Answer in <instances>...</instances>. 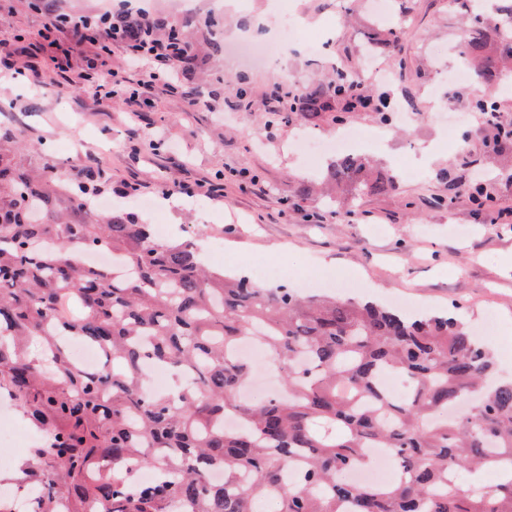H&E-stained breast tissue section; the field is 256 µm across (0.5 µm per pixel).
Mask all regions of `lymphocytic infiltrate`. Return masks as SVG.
Returning <instances> with one entry per match:
<instances>
[{"label": "lymphocytic infiltrate", "instance_id": "obj_1", "mask_svg": "<svg viewBox=\"0 0 512 512\" xmlns=\"http://www.w3.org/2000/svg\"><path fill=\"white\" fill-rule=\"evenodd\" d=\"M139 19L142 35L130 37L127 23ZM70 27L82 32L99 51L108 52L110 47H120L125 56L126 74H86L95 95L104 102H123L131 112L128 133L138 138L143 134V112L150 106V93L155 85L168 90L182 89L183 83L178 68L179 62L188 57L189 47L179 41L158 38L149 16L142 10L124 8L99 16H84L78 19L54 13L48 18L41 32L42 39H50L61 27Z\"/></svg>", "mask_w": 512, "mask_h": 512}]
</instances>
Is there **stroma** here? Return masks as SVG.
I'll return each instance as SVG.
<instances>
[{"label": "stroma", "mask_w": 512, "mask_h": 512, "mask_svg": "<svg viewBox=\"0 0 512 512\" xmlns=\"http://www.w3.org/2000/svg\"><path fill=\"white\" fill-rule=\"evenodd\" d=\"M178 12L176 0H146L152 18L186 25L198 50L183 74L185 88L199 92L206 106L191 109L186 98L156 88L152 126L138 143L127 137L121 102L100 101L85 79L95 49L66 31L41 41L44 11L31 0H0V66L16 36L40 42L36 73L0 84V133L27 149L32 166L78 179L87 154H96L107 180L105 196L120 198L135 188L137 199L157 197L173 181L191 190L178 218L175 237L193 235L224 242V268L263 258L288 270L342 273L363 281L369 295H395L426 310H446L470 326L495 315L500 331L489 340L494 374L512 380V223L475 212L464 195L450 196L449 182L474 178L491 186L500 206H512V166L491 162L471 104L488 95L478 80H449L455 66L451 47L465 32V17L448 0H411L400 43L379 56L392 77H359L369 91L395 101L410 100L412 122L380 123L370 112H348V127H378L384 141L369 155L395 179L394 190L364 194L345 185L335 202L295 195L301 178H320L325 163L306 165L291 145L303 126L271 124L267 111L276 70H251L249 94L257 111L240 108L236 71L220 46L243 18L217 8L214 0H193ZM371 0H296L308 15L310 32L333 30L326 58L306 48L290 49L289 67L301 81L325 77L329 64L352 70L370 34L380 23ZM442 97L461 117L456 143L445 140L441 124L424 114L428 94ZM450 179H441V171ZM221 196L211 199L212 184ZM448 198L447 207L429 202Z\"/></svg>", "instance_id": "1"}]
</instances>
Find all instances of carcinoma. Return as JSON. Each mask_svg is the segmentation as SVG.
Listing matches in <instances>:
<instances>
[{
    "instance_id": "carcinoma-1",
    "label": "carcinoma",
    "mask_w": 512,
    "mask_h": 512,
    "mask_svg": "<svg viewBox=\"0 0 512 512\" xmlns=\"http://www.w3.org/2000/svg\"><path fill=\"white\" fill-rule=\"evenodd\" d=\"M468 32L458 56L488 87L505 84L512 66V0H458ZM403 35L389 25L368 51ZM397 117L350 71L286 97L272 119L337 124L342 113ZM512 150V126L488 135ZM336 183L381 193L393 181L360 155L336 157ZM103 185L87 175L73 184L37 174L23 154L0 145V394L48 437L27 483L43 488L31 512H258L280 491L277 512H512V381L482 387L491 351L453 315L411 317L391 305L293 288H259L242 275L209 269L182 240L159 242L133 209L97 213L89 198ZM473 209L493 201L484 184L461 189ZM112 252L122 273L91 267L85 254ZM91 343L105 366H74L59 333ZM265 347L284 371L287 394L244 404L247 364L233 355L243 340ZM189 376L176 393L142 394L143 364ZM399 370L413 381L401 400L378 380ZM473 397L475 410L453 414ZM236 413L243 426L224 429ZM381 448L402 477L361 487L341 476L370 464ZM112 460V475L100 460ZM147 464L167 480L143 487L119 472ZM494 469L498 483L480 495L455 473ZM224 470V482L208 478Z\"/></svg>"
}]
</instances>
